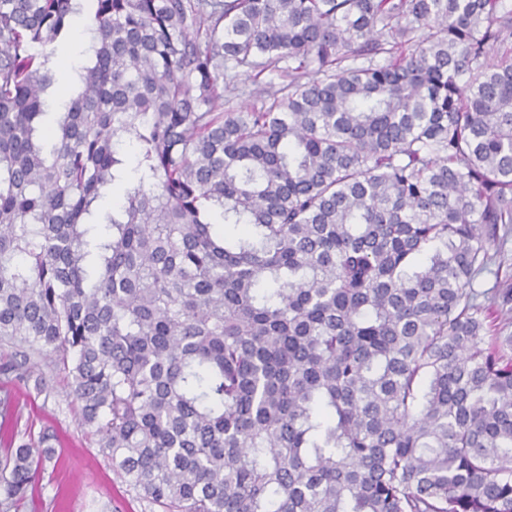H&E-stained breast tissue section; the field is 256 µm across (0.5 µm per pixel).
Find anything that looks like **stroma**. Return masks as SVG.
I'll return each instance as SVG.
<instances>
[{"label":"stroma","instance_id":"1","mask_svg":"<svg viewBox=\"0 0 512 512\" xmlns=\"http://www.w3.org/2000/svg\"><path fill=\"white\" fill-rule=\"evenodd\" d=\"M71 38L54 56L55 87L46 99L45 126H53L61 102L83 63L87 19H73ZM32 381L17 383L0 375V397L10 396L15 410L14 437L0 436V448L50 434L54 453L44 464L38 486L41 512H162L141 499L113 468L89 427L80 424L65 373L46 356L31 354Z\"/></svg>","mask_w":512,"mask_h":512}]
</instances>
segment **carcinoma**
I'll use <instances>...</instances> for the list:
<instances>
[{
	"mask_svg": "<svg viewBox=\"0 0 512 512\" xmlns=\"http://www.w3.org/2000/svg\"><path fill=\"white\" fill-rule=\"evenodd\" d=\"M228 70L285 84L225 112ZM511 234L512 0H0V345L164 512H512ZM72 30L71 38L56 48L54 56L55 87L54 92L46 99L45 112L47 113L43 118L44 125L47 127L54 125L56 112H60L61 102L75 82L77 69L84 62L82 51L87 36L85 15H77L73 18Z\"/></svg>",
	"mask_w": 512,
	"mask_h": 512,
	"instance_id": "1",
	"label": "carcinoma"
}]
</instances>
